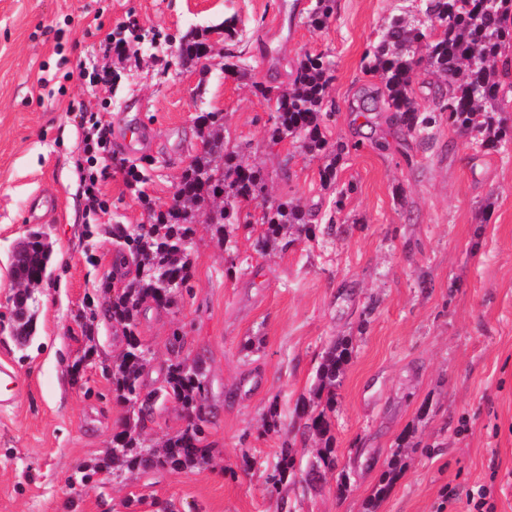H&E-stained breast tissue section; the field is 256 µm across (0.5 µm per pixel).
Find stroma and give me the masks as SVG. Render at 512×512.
<instances>
[{"label":"stroma","mask_w":512,"mask_h":512,"mask_svg":"<svg viewBox=\"0 0 512 512\" xmlns=\"http://www.w3.org/2000/svg\"><path fill=\"white\" fill-rule=\"evenodd\" d=\"M312 2L0 0V365L19 380L0 406V512H157L161 502L175 512H466V492L483 485L496 512H512V146L485 150L445 127L432 143H407L380 113L353 112L370 82L364 53L399 0H336L321 29L304 22ZM232 14L243 30L234 50L250 68L241 80L224 74L217 30ZM203 29L212 57L180 66L181 41ZM108 34L126 40L125 53L101 50ZM306 53L333 63L326 135L346 150L331 185L323 158L288 139L271 145L270 107L253 87ZM212 110L231 143L249 145L270 196L339 231L264 256L258 228L235 229L228 251L197 225L191 292L144 310L138 332L152 353L147 387L163 379L173 332L183 356L202 360L213 458L201 469L103 470L127 411L106 371L120 329L97 319L81 383L70 367L85 349L87 309L112 296L109 229L169 206L202 149L194 118ZM86 112L112 129L92 166L105 202L94 214L83 194ZM132 163L148 175L134 189L123 171ZM350 182L356 192L335 210ZM38 193L59 198V218L31 212ZM36 231L50 259L22 342L12 250ZM342 337L353 350L330 414L336 466L313 474L321 442L304 434L302 408ZM272 406L294 458L276 491L266 477L281 440L263 427ZM82 471L90 483L71 485Z\"/></svg>","instance_id":"stroma-1"}]
</instances>
